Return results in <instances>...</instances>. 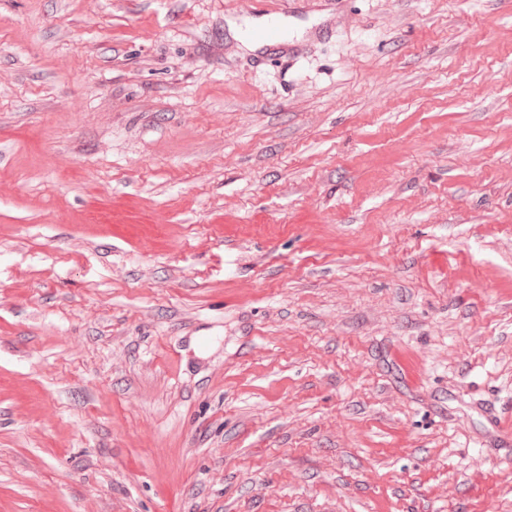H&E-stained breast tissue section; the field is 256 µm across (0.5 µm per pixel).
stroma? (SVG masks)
Returning a JSON list of instances; mask_svg holds the SVG:
<instances>
[{
	"mask_svg": "<svg viewBox=\"0 0 512 512\" xmlns=\"http://www.w3.org/2000/svg\"><path fill=\"white\" fill-rule=\"evenodd\" d=\"M282 10L0 0V512H512V8Z\"/></svg>",
	"mask_w": 512,
	"mask_h": 512,
	"instance_id": "1",
	"label": "stroma"
}]
</instances>
